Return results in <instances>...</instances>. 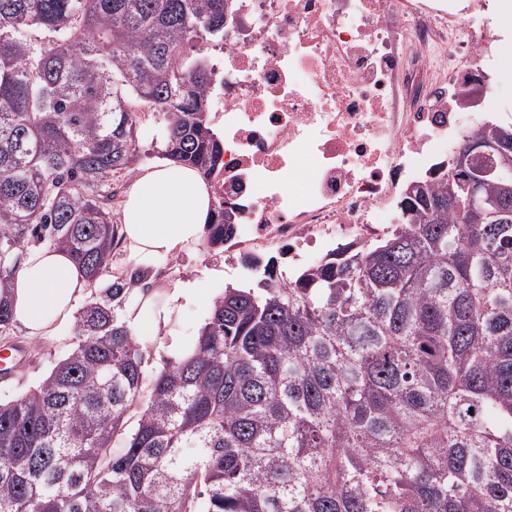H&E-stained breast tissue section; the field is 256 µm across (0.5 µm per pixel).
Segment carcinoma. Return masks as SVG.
<instances>
[{"label":"carcinoma","mask_w":512,"mask_h":512,"mask_svg":"<svg viewBox=\"0 0 512 512\" xmlns=\"http://www.w3.org/2000/svg\"><path fill=\"white\" fill-rule=\"evenodd\" d=\"M224 2L0 0L1 336L31 243L93 286L109 272L140 106L165 110L163 157L210 180L200 51ZM454 168L384 236L225 288L148 382L120 316L145 275L115 278L48 377L0 401V512H512V194L483 183L478 220ZM231 235L212 207L206 244Z\"/></svg>","instance_id":"obj_1"}]
</instances>
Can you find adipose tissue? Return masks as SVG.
<instances>
[{
	"label": "adipose tissue",
	"instance_id": "1",
	"mask_svg": "<svg viewBox=\"0 0 512 512\" xmlns=\"http://www.w3.org/2000/svg\"><path fill=\"white\" fill-rule=\"evenodd\" d=\"M211 192L193 168L164 161L136 177L122 210L127 262L149 270L156 257L196 250L204 241ZM204 282L164 286L161 293L133 290L122 317L138 335H158L180 300L202 295ZM90 290L84 270L61 249L29 251L7 297L15 322L31 336H53L74 321Z\"/></svg>",
	"mask_w": 512,
	"mask_h": 512
}]
</instances>
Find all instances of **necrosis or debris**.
Segmentation results:
<instances>
[{"label": "necrosis or debris", "instance_id": "necrosis-or-debris-1", "mask_svg": "<svg viewBox=\"0 0 512 512\" xmlns=\"http://www.w3.org/2000/svg\"><path fill=\"white\" fill-rule=\"evenodd\" d=\"M483 0H228L208 109L224 135L211 180L238 229L231 269L402 223L409 184L485 122L506 41Z\"/></svg>", "mask_w": 512, "mask_h": 512}]
</instances>
